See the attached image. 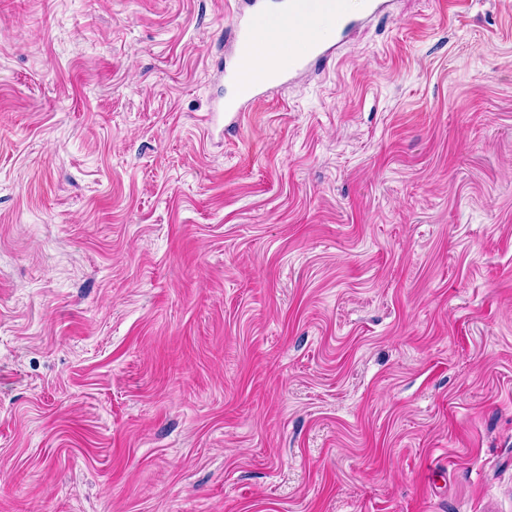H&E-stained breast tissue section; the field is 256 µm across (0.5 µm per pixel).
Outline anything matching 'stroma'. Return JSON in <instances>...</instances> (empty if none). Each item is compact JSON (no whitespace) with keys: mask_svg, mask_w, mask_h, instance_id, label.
Listing matches in <instances>:
<instances>
[{"mask_svg":"<svg viewBox=\"0 0 512 512\" xmlns=\"http://www.w3.org/2000/svg\"><path fill=\"white\" fill-rule=\"evenodd\" d=\"M231 10L0 0V512H512V0ZM270 22L276 26L272 37ZM354 23L346 0H234L232 22L224 38L228 43L221 71L224 101L220 111L207 115V124H213L220 114L223 118L224 112L228 127H238L249 108L327 62L336 50V37ZM260 57L265 59L263 76L247 79Z\"/></svg>","mask_w":512,"mask_h":512,"instance_id":"stroma-1","label":"stroma"}]
</instances>
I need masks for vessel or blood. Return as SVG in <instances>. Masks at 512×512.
Instances as JSON below:
<instances>
[{"instance_id":"b4317fda","label":"vessel or blood","mask_w":512,"mask_h":512,"mask_svg":"<svg viewBox=\"0 0 512 512\" xmlns=\"http://www.w3.org/2000/svg\"><path fill=\"white\" fill-rule=\"evenodd\" d=\"M353 22L346 0H234L221 72L224 101L220 111L208 114L207 123L222 116L230 127H238L249 108L327 62L337 36ZM260 58L265 61L263 76L247 79Z\"/></svg>"}]
</instances>
